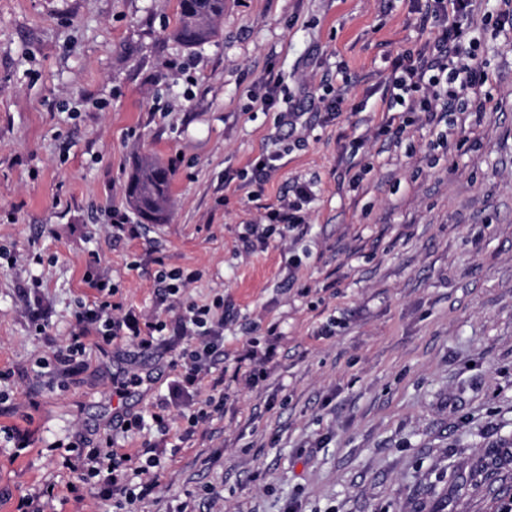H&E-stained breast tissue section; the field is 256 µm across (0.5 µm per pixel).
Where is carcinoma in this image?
Returning a JSON list of instances; mask_svg holds the SVG:
<instances>
[{
    "label": "carcinoma",
    "mask_w": 512,
    "mask_h": 512,
    "mask_svg": "<svg viewBox=\"0 0 512 512\" xmlns=\"http://www.w3.org/2000/svg\"><path fill=\"white\" fill-rule=\"evenodd\" d=\"M224 15V0H179V22L172 36L192 47L203 44L215 33ZM172 172L163 163L144 159L136 163L126 186L128 204L147 222L162 220L170 202Z\"/></svg>",
    "instance_id": "obj_1"
}]
</instances>
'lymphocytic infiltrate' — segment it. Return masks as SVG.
<instances>
[{
    "mask_svg": "<svg viewBox=\"0 0 512 512\" xmlns=\"http://www.w3.org/2000/svg\"><path fill=\"white\" fill-rule=\"evenodd\" d=\"M474 12V0H430L424 16L433 19L437 34L417 59L399 56L392 60L387 108L404 104L406 94L413 91L420 93L418 109L431 125L440 124L450 104L462 98L472 103L474 111H486L491 99L482 92L481 70L463 58V41L474 23ZM112 311V304L105 299L89 306H78L74 317L80 330L72 335L67 346L54 352L56 364L78 366L85 350L83 330L90 326L98 328L103 344L119 340L142 352L154 349L158 334L164 330L185 337L197 328L202 339L198 346L183 349L176 365L174 386L186 393L199 390L221 354L209 305L190 307L171 325L164 321H143L132 313L116 317ZM168 420L167 402L158 401L148 416H135L127 426L121 427L119 435L107 436L104 447L87 449L73 444L64 448L62 464L69 467L73 462H80L87 474L96 478L118 512L123 504L141 500L153 490L154 478L150 471L161 465L155 449L143 448L132 455L118 448V437L142 431L150 423L167 429Z\"/></svg>",
    "mask_w": 512,
    "mask_h": 512,
    "instance_id": "f902f5d3",
    "label": "lymphocytic infiltrate"
}]
</instances>
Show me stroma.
Here are the masks:
<instances>
[{"instance_id":"35a3bbf8","label":"stroma","mask_w":512,"mask_h":512,"mask_svg":"<svg viewBox=\"0 0 512 512\" xmlns=\"http://www.w3.org/2000/svg\"><path fill=\"white\" fill-rule=\"evenodd\" d=\"M425 0H224L210 42L172 37L179 0H0V512H110L60 445L170 401L164 456L132 512H499L512 501V32L478 0L467 37L487 111L456 130L390 112L391 61L433 31ZM346 84H339L338 75ZM280 79L266 108L265 81ZM344 101L326 105L332 90ZM274 163L264 182L253 167ZM172 171L163 221L126 200L138 159ZM312 196L294 231L267 208ZM137 225L118 231L113 213ZM96 271L123 310L173 321L224 300V411L189 427L172 364L68 344ZM192 274L178 294L158 271ZM40 301L44 332L29 305ZM266 373L233 378L248 336ZM138 371L141 387L115 385ZM24 449H17L16 440ZM497 464L493 487L470 472Z\"/></svg>"}]
</instances>
